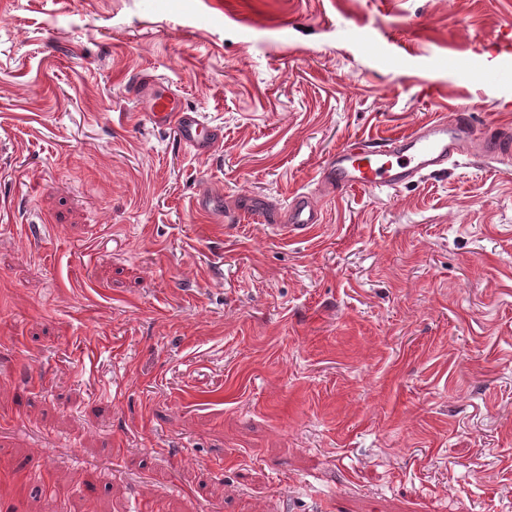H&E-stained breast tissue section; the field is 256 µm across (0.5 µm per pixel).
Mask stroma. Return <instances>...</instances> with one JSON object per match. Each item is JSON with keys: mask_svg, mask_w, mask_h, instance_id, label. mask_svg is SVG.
I'll list each match as a JSON object with an SVG mask.
<instances>
[{"mask_svg": "<svg viewBox=\"0 0 512 512\" xmlns=\"http://www.w3.org/2000/svg\"><path fill=\"white\" fill-rule=\"evenodd\" d=\"M1 11L0 512H512V169L319 193L310 238L236 211L455 103L512 127V0ZM140 71L214 156L145 122ZM128 93L142 104L141 117L155 129L174 132L173 142L179 148L206 160L221 146V128L206 123L197 109L189 107L174 90L158 85L151 75L140 73L132 77ZM195 207L200 211H206L213 215L216 221L224 223L228 218L224 215V198L215 194L211 189H200L195 197Z\"/></svg>", "mask_w": 512, "mask_h": 512, "instance_id": "obj_1", "label": "stroma"}]
</instances>
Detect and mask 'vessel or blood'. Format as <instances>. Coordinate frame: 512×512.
Returning <instances> with one entry per match:
<instances>
[{"label":"vessel or blood","mask_w":512,"mask_h":512,"mask_svg":"<svg viewBox=\"0 0 512 512\" xmlns=\"http://www.w3.org/2000/svg\"><path fill=\"white\" fill-rule=\"evenodd\" d=\"M129 94L143 106V117L155 129L173 131L179 148L205 160L216 153L224 134L220 127L206 123L197 109L189 107L172 89L158 85L146 73L128 83ZM472 115L457 108L450 117L435 119L407 132L365 142L352 141L336 149L321 164L317 182L325 190L343 193L359 190L375 193L399 190L423 175H440L457 155L489 156L512 161V133L496 127L473 141ZM197 209L224 221V199L211 189H200ZM274 227L294 237H308L320 224L321 212L308 193L294 194L286 206L269 217Z\"/></svg>","instance_id":"obj_1"}]
</instances>
